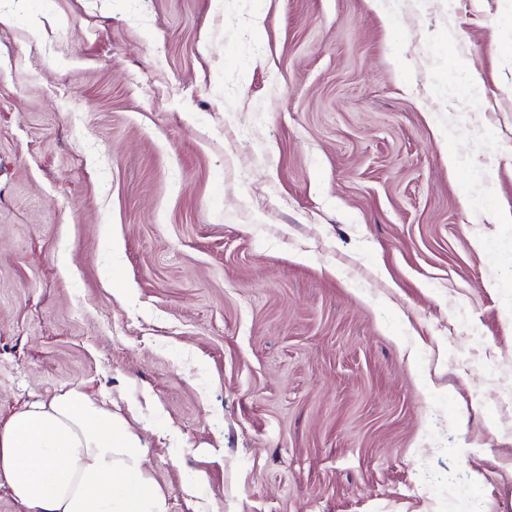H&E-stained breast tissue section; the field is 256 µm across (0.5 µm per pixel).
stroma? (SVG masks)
Listing matches in <instances>:
<instances>
[{"label":"stroma","mask_w":512,"mask_h":512,"mask_svg":"<svg viewBox=\"0 0 512 512\" xmlns=\"http://www.w3.org/2000/svg\"><path fill=\"white\" fill-rule=\"evenodd\" d=\"M6 7L1 418L103 393L166 512H512V0Z\"/></svg>","instance_id":"stroma-1"}]
</instances>
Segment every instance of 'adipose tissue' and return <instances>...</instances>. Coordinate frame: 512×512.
I'll return each mask as SVG.
<instances>
[{"label":"adipose tissue","instance_id":"obj_1","mask_svg":"<svg viewBox=\"0 0 512 512\" xmlns=\"http://www.w3.org/2000/svg\"><path fill=\"white\" fill-rule=\"evenodd\" d=\"M147 456L111 402L81 385L0 418V488L26 512H166Z\"/></svg>","mask_w":512,"mask_h":512}]
</instances>
